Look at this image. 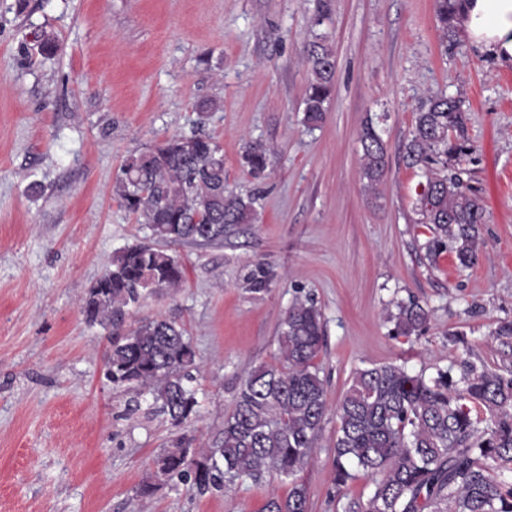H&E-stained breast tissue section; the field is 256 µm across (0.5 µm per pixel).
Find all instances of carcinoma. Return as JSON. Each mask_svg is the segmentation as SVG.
<instances>
[{
	"mask_svg": "<svg viewBox=\"0 0 512 512\" xmlns=\"http://www.w3.org/2000/svg\"><path fill=\"white\" fill-rule=\"evenodd\" d=\"M443 43L453 41L458 0H434ZM310 80L303 122L317 127L335 90L332 48H307ZM362 175L376 187L386 172L383 140L373 122L360 134ZM410 167L424 171L418 223L433 234L429 253L450 251L458 267L473 266L482 242L486 209L479 190L464 178L463 165L475 152L461 100L434 94L414 116L404 144ZM271 152L249 142L242 161L254 177L264 175ZM113 193L154 242L129 246L112 257L86 294L87 323L112 334V385L149 392L176 426L197 413L194 392L183 383L195 352L185 330L165 319L126 327L127 308L145 294L177 288L184 269L158 244H208L224 239L236 224L255 220V199L226 190L224 153L213 138L193 134L167 139L130 155ZM395 336L419 334L429 310L417 301L396 303L389 313ZM324 321L309 299L294 302L278 332L276 365L251 370L208 448L179 436L155 458L156 478H191L197 492L222 489L237 479L259 482L267 475L291 480L288 496L273 497L263 512H308L309 494L297 476L311 461L327 414L323 379L315 366ZM460 376L438 370L427 380L401 365L383 363L353 373L336 406L334 484L344 495L356 468L370 475L373 489L364 512H512V482L497 473L512 465V377L460 362ZM489 411L472 417L471 405Z\"/></svg>",
	"mask_w": 512,
	"mask_h": 512,
	"instance_id": "carcinoma-1",
	"label": "carcinoma"
}]
</instances>
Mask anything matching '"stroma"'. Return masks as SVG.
Masks as SVG:
<instances>
[{
  "label": "stroma",
  "instance_id": "1",
  "mask_svg": "<svg viewBox=\"0 0 512 512\" xmlns=\"http://www.w3.org/2000/svg\"><path fill=\"white\" fill-rule=\"evenodd\" d=\"M315 41L335 53L336 84L310 130ZM437 91L462 101L477 147L466 168L486 204L483 248L464 270L448 252L429 260L415 210L426 178L401 154ZM369 119L388 160L373 189L359 141ZM195 133L221 146L229 189L256 194L259 220L169 246L182 283L127 318L186 331L198 413L177 428L149 394L113 388L110 336L81 303L114 253L150 239L112 193L123 161ZM256 141L272 150L259 179L241 159ZM298 299L323 314L330 409L375 364L431 378L465 359L512 377V336L495 333L512 322V64L461 38L443 45L433 0H0V512H262L287 496L275 475L203 495L177 477L149 498L138 488L174 436L209 447L242 379L277 363ZM410 299L430 320L392 335L387 313ZM335 433L330 412L298 479L310 512H361L372 480L356 472L337 497Z\"/></svg>",
  "mask_w": 512,
  "mask_h": 512
}]
</instances>
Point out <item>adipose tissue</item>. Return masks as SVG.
<instances>
[{
    "instance_id": "adipose-tissue-1",
    "label": "adipose tissue",
    "mask_w": 512,
    "mask_h": 512,
    "mask_svg": "<svg viewBox=\"0 0 512 512\" xmlns=\"http://www.w3.org/2000/svg\"><path fill=\"white\" fill-rule=\"evenodd\" d=\"M457 26L471 45L512 63V0H462Z\"/></svg>"
}]
</instances>
